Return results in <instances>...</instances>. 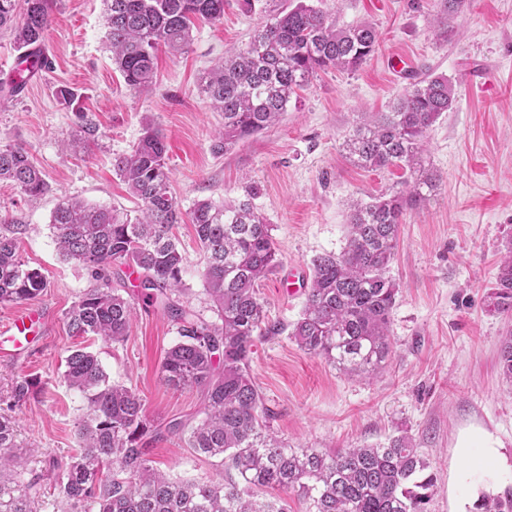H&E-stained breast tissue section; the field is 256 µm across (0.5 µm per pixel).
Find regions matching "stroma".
Here are the masks:
<instances>
[{"instance_id": "35a3bbf8", "label": "stroma", "mask_w": 512, "mask_h": 512, "mask_svg": "<svg viewBox=\"0 0 512 512\" xmlns=\"http://www.w3.org/2000/svg\"><path fill=\"white\" fill-rule=\"evenodd\" d=\"M338 24L372 23L379 47L357 71L318 73L291 98L280 122L217 155L211 150L221 117L200 87L203 73L226 50L242 48L271 10L289 0H226L224 17L193 31L187 52H159L156 83L146 93L129 89L106 44L102 0H53L47 44L51 66L43 78L0 106V147L21 145L51 186L36 202L0 183V216L31 230L20 254L49 286L30 302L45 330L25 355L0 360V398L13 378L38 382V394L14 407L19 439L36 448L31 470L46 472L76 446L83 396L62 380L65 358L77 343L65 314L88 286L79 266L60 260L51 214L64 196L135 209L137 202L116 175L112 160L130 152L154 123L167 144L166 163L182 211L202 199L244 197L260 186L253 204L272 226L279 266L259 285L269 321L294 322L306 293L288 294L290 271L310 276L315 256L345 245L349 206L395 188L400 170H364L344 156L341 144L363 112H384L425 74L447 76L456 101L426 132L427 160L440 177L436 197L408 211L389 274L399 286L392 314L393 355L376 377L347 376L301 350L288 335L257 341L251 374L272 413L269 426L288 446L334 450L385 444L407 434L437 481L430 512H450L449 471L459 434L488 429L512 450V383L503 379L498 354L512 317L489 313L486 297L499 271L500 250L512 235V0H471L445 17L440 0H306ZM406 60L404 68L393 57ZM72 88L75 108L55 96ZM97 126L83 149L66 148L77 130L76 108ZM175 234L185 256L181 299L208 312L203 257L193 225ZM137 277L121 294L136 315L121 343L89 340L110 382L144 399L148 420L196 416L197 390H175L160 379L165 352L180 336L161 306L145 303ZM155 467L180 479L216 475L210 461L184 442L154 443Z\"/></svg>"}]
</instances>
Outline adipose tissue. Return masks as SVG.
I'll list each match as a JSON object with an SVG mask.
<instances>
[{"label": "adipose tissue", "mask_w": 512, "mask_h": 512, "mask_svg": "<svg viewBox=\"0 0 512 512\" xmlns=\"http://www.w3.org/2000/svg\"><path fill=\"white\" fill-rule=\"evenodd\" d=\"M455 457L450 484L463 494L456 497L453 512H469L481 493L498 490L505 480H512V455L484 428L466 430L455 445Z\"/></svg>", "instance_id": "obj_1"}]
</instances>
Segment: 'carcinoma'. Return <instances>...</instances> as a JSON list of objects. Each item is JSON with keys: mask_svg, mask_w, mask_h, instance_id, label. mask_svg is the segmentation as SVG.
Wrapping results in <instances>:
<instances>
[{"mask_svg": "<svg viewBox=\"0 0 512 512\" xmlns=\"http://www.w3.org/2000/svg\"><path fill=\"white\" fill-rule=\"evenodd\" d=\"M106 40L112 63L126 85L152 88L158 47L186 50L198 22L224 18V0H105ZM52 23L50 0H0V33L20 50L39 53ZM378 33L368 22L340 26L304 2L273 10L244 49L212 67L201 90L223 122L211 146L222 154L274 126L291 96L328 68L355 71L375 53ZM454 86L428 75L401 95L388 112H366L344 140L350 161L366 170L395 167L407 174L401 188L352 204L347 244L339 253L312 260L311 280L291 329L268 321L259 283L278 265L271 225L252 199L230 204L198 201L183 213L170 187L164 135L145 125L133 149L112 166L139 203L93 206L61 198L51 216L58 251L80 266L89 287L68 310L75 337L126 340L133 307L112 286L121 267L142 275L147 303L162 305L181 340L170 347L161 380L175 389L201 393L203 417L196 423L154 425L134 390L109 382L97 355L85 348L65 359L64 382L85 398L79 448L55 477L59 512H285L277 501L257 499L268 488L287 489L310 504V512H429L436 478L411 438L333 452L289 448L263 421L270 417L250 373L256 340L289 331L305 352L352 376L370 379L392 356L390 324L399 287L388 275L400 224L407 211L436 196L439 179L427 163V130L452 109ZM0 181L30 199L51 187L30 157L14 146L0 149ZM189 218L203 254L204 292L214 319L179 303L185 257L174 234ZM29 225L0 224V304L40 295L47 282L21 258ZM487 311L512 315V238L505 244ZM499 368L512 382V329L503 337ZM36 395L35 382L16 379L8 408ZM177 436L193 452L217 459L236 478L218 481L171 479L152 465L149 445ZM15 420L0 413V512H39L42 477L23 478L33 449H21ZM478 512H512V493L481 496Z\"/></svg>", "mask_w": 512, "mask_h": 512, "instance_id": "obj_1", "label": "carcinoma"}]
</instances>
